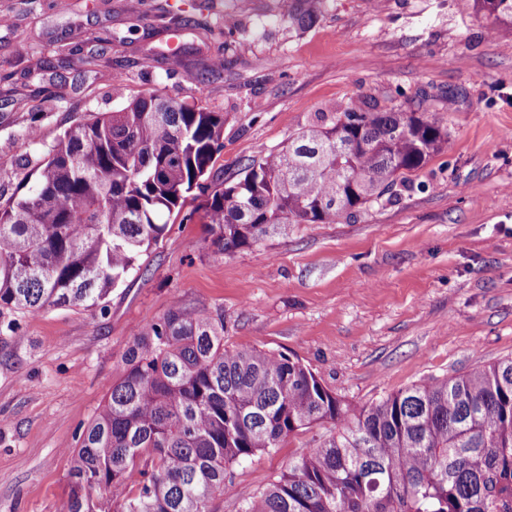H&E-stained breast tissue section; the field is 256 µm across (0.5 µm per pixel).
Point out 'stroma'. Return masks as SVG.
Masks as SVG:
<instances>
[{
  "label": "stroma",
  "instance_id": "stroma-1",
  "mask_svg": "<svg viewBox=\"0 0 512 512\" xmlns=\"http://www.w3.org/2000/svg\"><path fill=\"white\" fill-rule=\"evenodd\" d=\"M288 0H0V197L22 194L69 127L156 94L224 117L218 187L316 113L404 103L448 133L411 189L333 224L226 255L188 193L165 236L99 305L0 333V512H59L81 426L135 333L177 304L224 313V344L298 358L362 406L512 357V28L475 0H328L299 28ZM324 423L233 469L238 512Z\"/></svg>",
  "mask_w": 512,
  "mask_h": 512
}]
</instances>
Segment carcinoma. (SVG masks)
Listing matches in <instances>:
<instances>
[{
  "label": "carcinoma",
  "mask_w": 512,
  "mask_h": 512,
  "mask_svg": "<svg viewBox=\"0 0 512 512\" xmlns=\"http://www.w3.org/2000/svg\"><path fill=\"white\" fill-rule=\"evenodd\" d=\"M323 2L291 0V18L312 24ZM475 3L512 28V0ZM223 131V116L155 95L67 129L28 193L0 202V317L104 301L200 187ZM447 141L401 104L321 113L211 194L212 245L351 218ZM123 363L78 434L61 512H208L234 466L323 423L329 436L240 512H512V357L357 408L297 358L226 348L223 312L177 304Z\"/></svg>",
  "instance_id": "obj_1"
}]
</instances>
